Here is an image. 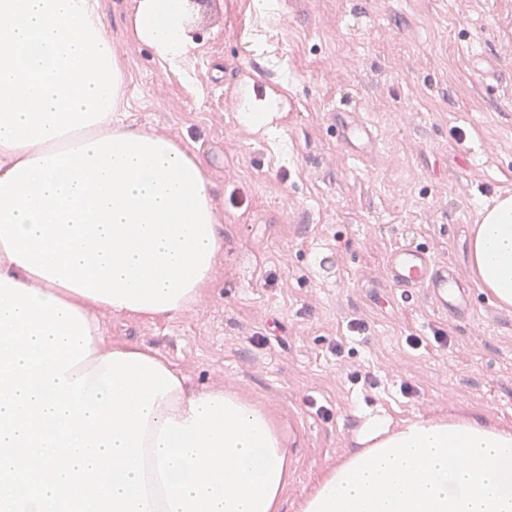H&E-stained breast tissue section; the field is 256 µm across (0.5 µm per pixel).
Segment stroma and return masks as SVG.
Listing matches in <instances>:
<instances>
[{
  "label": "stroma",
  "mask_w": 512,
  "mask_h": 512,
  "mask_svg": "<svg viewBox=\"0 0 512 512\" xmlns=\"http://www.w3.org/2000/svg\"><path fill=\"white\" fill-rule=\"evenodd\" d=\"M135 6L100 7L130 117L204 157L224 254L193 310L102 312L105 335L273 416L291 456L281 512L360 449L367 416L512 425V307L477 288L451 320L385 273L415 242L472 279L479 213L512 195V0H199L177 67L128 36ZM242 96L276 102L271 129L241 120ZM340 105L371 126L374 152L337 141Z\"/></svg>",
  "instance_id": "obj_1"
}]
</instances>
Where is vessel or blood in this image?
I'll list each match as a JSON object with an SVG mask.
<instances>
[{"label": "vessel or blood", "mask_w": 512, "mask_h": 512, "mask_svg": "<svg viewBox=\"0 0 512 512\" xmlns=\"http://www.w3.org/2000/svg\"><path fill=\"white\" fill-rule=\"evenodd\" d=\"M336 136L352 152H360L374 141L373 132L359 112L349 107L337 108ZM389 282L405 289H425L441 314L458 319L472 308L468 285L457 268L438 263L424 247L405 243L394 247L386 258Z\"/></svg>", "instance_id": "obj_1"}]
</instances>
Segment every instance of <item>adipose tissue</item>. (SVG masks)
<instances>
[{"instance_id":"adipose-tissue-1","label":"adipose tissue","mask_w":512,"mask_h":512,"mask_svg":"<svg viewBox=\"0 0 512 512\" xmlns=\"http://www.w3.org/2000/svg\"><path fill=\"white\" fill-rule=\"evenodd\" d=\"M187 0H138L131 39L175 66L194 48ZM125 70L98 0H0V275L77 308L91 353L167 365L107 341L101 311L154 321L196 305L224 252L197 150L127 123ZM479 286L512 306V197L481 214L470 246ZM199 391L155 400L147 430L184 423ZM360 450L325 471L301 512H512V426L477 416L392 428L373 416Z\"/></svg>"}]
</instances>
